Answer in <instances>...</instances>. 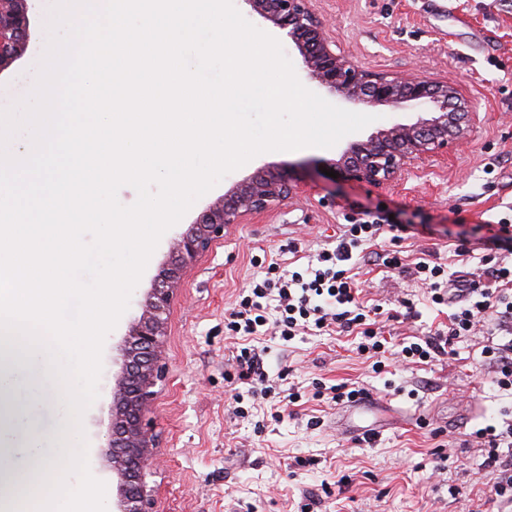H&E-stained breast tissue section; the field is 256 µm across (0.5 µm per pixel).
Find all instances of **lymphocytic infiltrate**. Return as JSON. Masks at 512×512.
<instances>
[{
    "label": "lymphocytic infiltrate",
    "instance_id": "lymphocytic-infiltrate-1",
    "mask_svg": "<svg viewBox=\"0 0 512 512\" xmlns=\"http://www.w3.org/2000/svg\"><path fill=\"white\" fill-rule=\"evenodd\" d=\"M376 220L358 219L346 225L335 250L322 251L314 262L286 275L253 280L236 310L230 314L229 331L252 336L266 326L278 329L283 340H292L300 330L323 329L336 323L345 328L363 327L358 345L362 352H380L384 344L379 332L368 328L369 316L359 301L358 281L347 264L363 254L382 234ZM481 272L467 273L459 288L461 299L449 316L446 335L427 336L403 346L407 362H428L445 354L451 340L469 335L477 323H487L488 338L482 349L494 367L493 381L512 389V257L484 255ZM277 292L280 315L268 320L266 299ZM475 443L483 456L494 494L506 512H512V417L477 430Z\"/></svg>",
    "mask_w": 512,
    "mask_h": 512
}]
</instances>
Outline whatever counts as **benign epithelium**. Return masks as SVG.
I'll return each mask as SVG.
<instances>
[{"label":"benign epithelium","mask_w":512,"mask_h":512,"mask_svg":"<svg viewBox=\"0 0 512 512\" xmlns=\"http://www.w3.org/2000/svg\"><path fill=\"white\" fill-rule=\"evenodd\" d=\"M33 2L0 0V73L26 56L38 38ZM245 2L276 36L292 44L299 71L327 99L363 108H432L427 119L395 123L356 138L327 160L345 180L382 187L410 167L446 160L479 122L472 101L453 85L355 66L336 52V44L327 37L324 21L309 7V0ZM297 189L291 173L275 165L262 167L211 201L187 230L173 238L170 260L118 346L119 370L107 387L112 404L104 467L117 480L116 512H155L154 491L146 482V473L155 456L157 437L145 418L166 369L167 314L183 269L223 239L228 227L278 205Z\"/></svg>","instance_id":"7a95c632"}]
</instances>
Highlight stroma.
<instances>
[{
  "label": "stroma",
  "instance_id": "stroma-1",
  "mask_svg": "<svg viewBox=\"0 0 512 512\" xmlns=\"http://www.w3.org/2000/svg\"><path fill=\"white\" fill-rule=\"evenodd\" d=\"M337 49L365 70L410 71L448 82L470 97L480 122L447 163L430 162L373 189L326 176L329 149L266 152L227 174L161 238L128 310L107 336L104 375L148 289L164 268L176 233L235 183L271 164L300 183L296 196L225 231L189 267L170 310L167 366L148 418L159 447L147 482L158 512H500L469 433L512 413V391L494 387L482 335L461 336L428 363L399 365L405 338L448 328L449 309L433 304L413 275L428 259L453 275L478 265L488 222L512 216V0H310ZM393 218L353 272L387 340L370 359L357 351L359 329L307 330L292 340L274 331L241 338L225 328L249 284L269 263L294 268L339 243L352 219ZM470 251H456L458 240ZM398 252L396 268L377 254ZM258 352L269 380L298 392L291 404L262 396L260 381L238 380L241 347ZM363 389L390 411L374 437L346 435L336 422L344 404L332 388ZM110 426L107 393L82 417L92 474L117 488L100 460Z\"/></svg>",
  "mask_w": 512,
  "mask_h": 512
}]
</instances>
